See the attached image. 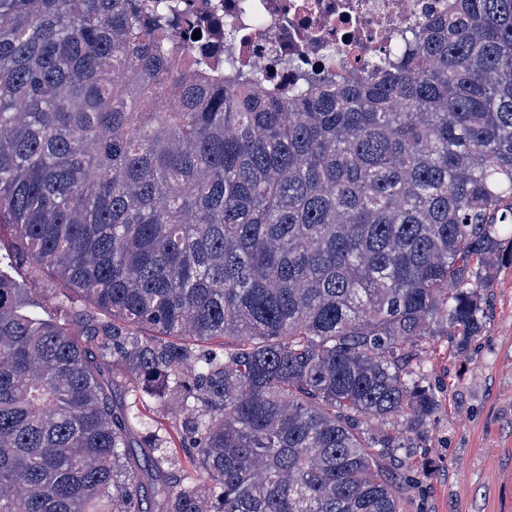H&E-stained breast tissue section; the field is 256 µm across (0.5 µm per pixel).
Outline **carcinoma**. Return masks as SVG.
<instances>
[{
    "label": "carcinoma",
    "mask_w": 512,
    "mask_h": 512,
    "mask_svg": "<svg viewBox=\"0 0 512 512\" xmlns=\"http://www.w3.org/2000/svg\"><path fill=\"white\" fill-rule=\"evenodd\" d=\"M180 27L0 0V512H403L512 265V0L288 97Z\"/></svg>",
    "instance_id": "carcinoma-1"
}]
</instances>
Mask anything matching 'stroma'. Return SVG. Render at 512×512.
<instances>
[{
    "mask_svg": "<svg viewBox=\"0 0 512 512\" xmlns=\"http://www.w3.org/2000/svg\"><path fill=\"white\" fill-rule=\"evenodd\" d=\"M492 318L475 349L436 342L442 409L417 438L405 512H512V265L493 272Z\"/></svg>",
    "mask_w": 512,
    "mask_h": 512,
    "instance_id": "1",
    "label": "stroma"
}]
</instances>
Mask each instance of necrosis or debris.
<instances>
[{
	"instance_id": "4bbe7bcc",
	"label": "necrosis or debris",
	"mask_w": 512,
	"mask_h": 512,
	"mask_svg": "<svg viewBox=\"0 0 512 512\" xmlns=\"http://www.w3.org/2000/svg\"><path fill=\"white\" fill-rule=\"evenodd\" d=\"M190 20L217 18L215 56L234 57L263 85L287 92L298 74L361 76L378 51L401 47L446 0H177Z\"/></svg>"
}]
</instances>
